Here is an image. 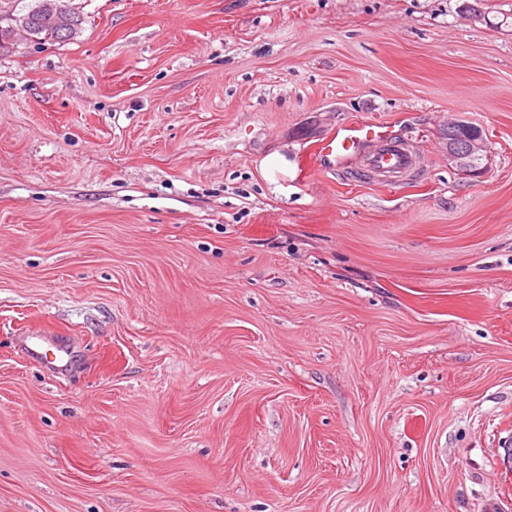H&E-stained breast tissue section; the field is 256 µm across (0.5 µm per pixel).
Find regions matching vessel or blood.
Wrapping results in <instances>:
<instances>
[{
	"label": "vessel or blood",
	"mask_w": 512,
	"mask_h": 512,
	"mask_svg": "<svg viewBox=\"0 0 512 512\" xmlns=\"http://www.w3.org/2000/svg\"><path fill=\"white\" fill-rule=\"evenodd\" d=\"M319 154L341 160L361 157V173L379 181L392 182L418 165L419 150L396 136L381 124H364L348 128L346 133L322 140Z\"/></svg>",
	"instance_id": "obj_1"
}]
</instances>
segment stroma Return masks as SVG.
<instances>
[{
	"label": "stroma",
	"instance_id": "35a3bbf8",
	"mask_svg": "<svg viewBox=\"0 0 512 512\" xmlns=\"http://www.w3.org/2000/svg\"><path fill=\"white\" fill-rule=\"evenodd\" d=\"M68 4L0 45V512H512V0ZM367 121L423 169L313 156ZM83 19L65 5V0H38L19 18V25L32 38L73 40L82 30ZM468 137L466 138L465 152L457 154L455 145L448 142V157L455 161L459 166L463 167L469 159H482L487 151L486 139L482 135L480 129H468Z\"/></svg>",
	"mask_w": 512,
	"mask_h": 512
}]
</instances>
